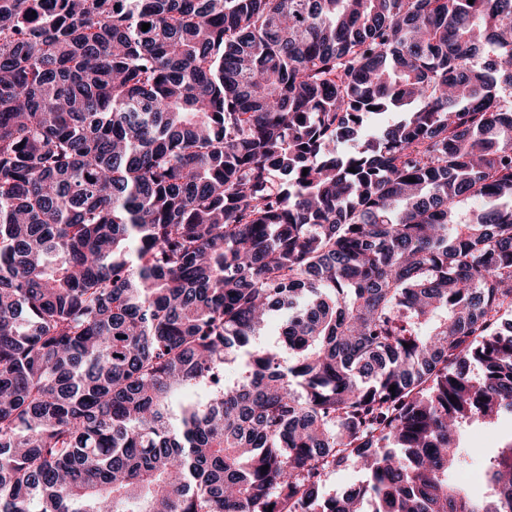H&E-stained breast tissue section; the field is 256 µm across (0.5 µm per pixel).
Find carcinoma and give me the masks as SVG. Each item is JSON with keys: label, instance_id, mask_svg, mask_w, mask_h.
<instances>
[{"label": "carcinoma", "instance_id": "carcinoma-1", "mask_svg": "<svg viewBox=\"0 0 512 512\" xmlns=\"http://www.w3.org/2000/svg\"><path fill=\"white\" fill-rule=\"evenodd\" d=\"M504 415L512 0H0V512H512ZM510 428V422H504L496 426H488L474 423L465 427L463 431V442L468 447L473 460L478 465L469 466L463 471L455 472L453 480L461 487L469 490L481 485V465L483 457L489 455L495 448H499L504 442V436ZM471 471L476 474V479L469 481L472 477ZM465 472V473H463ZM469 481V482H468ZM324 485L329 491H339L352 484L362 483L366 480L365 473L359 468L349 465L336 472L328 473L323 478Z\"/></svg>", "mask_w": 512, "mask_h": 512}]
</instances>
